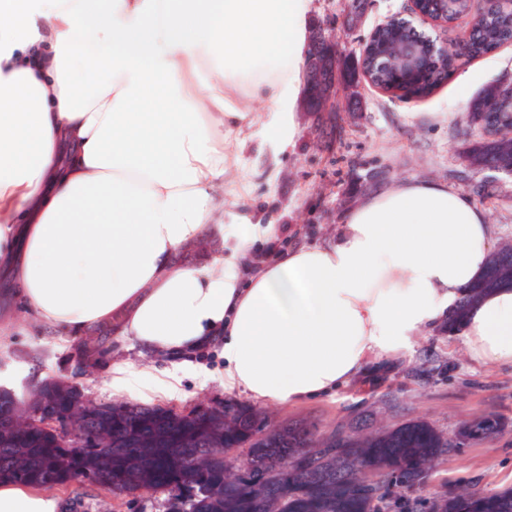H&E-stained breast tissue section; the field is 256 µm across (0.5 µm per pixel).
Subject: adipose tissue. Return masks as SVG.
Instances as JSON below:
<instances>
[{
	"mask_svg": "<svg viewBox=\"0 0 512 512\" xmlns=\"http://www.w3.org/2000/svg\"><path fill=\"white\" fill-rule=\"evenodd\" d=\"M310 0H0V339L105 326L168 359L219 346L224 389L333 396L441 327L494 250L471 197L437 181L368 193L321 244L273 257L275 224H227L226 184L265 104L290 144ZM221 252L183 262L184 247ZM469 361L512 365V288L463 323ZM113 394L179 393V368L119 361ZM0 482V512H61Z\"/></svg>",
	"mask_w": 512,
	"mask_h": 512,
	"instance_id": "ef3b65f1",
	"label": "adipose tissue"
}]
</instances>
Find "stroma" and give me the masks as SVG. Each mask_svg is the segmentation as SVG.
Instances as JSON below:
<instances>
[{
	"label": "stroma",
	"mask_w": 512,
	"mask_h": 512,
	"mask_svg": "<svg viewBox=\"0 0 512 512\" xmlns=\"http://www.w3.org/2000/svg\"><path fill=\"white\" fill-rule=\"evenodd\" d=\"M350 0H312L308 28L323 26L336 38V60L348 61L385 17L407 14L408 0H368L358 22L345 20ZM512 81V44L476 58H459L448 77L428 96H391L360 82L357 99L337 86L331 112L295 107L292 146L268 139L264 124L250 131L242 170L249 194L235 215L252 223L287 225L289 245L318 242L335 234L345 213L366 191L403 180H437L466 192L484 210L496 245L512 244V177L473 167L462 153L476 132L463 99L483 88ZM75 341L52 344L49 332L32 331L0 345V387L17 395L47 377H76L97 402L113 399L108 372L98 366L74 375L68 359ZM197 373L185 377L182 392L160 406L188 412L227 400L215 350L191 360ZM272 424L307 419L319 433L354 426L367 415L365 429L383 430L422 417L452 434L459 424L493 412L508 429L446 456L431 473L426 494L451 487L493 490L512 487V367L473 366L461 336L438 332L415 340L401 360L384 362L368 384H351L330 398L266 406ZM63 500L81 499L85 512H163L164 492L114 496L97 486L59 488Z\"/></svg>",
	"instance_id": "stroma-1"
}]
</instances>
